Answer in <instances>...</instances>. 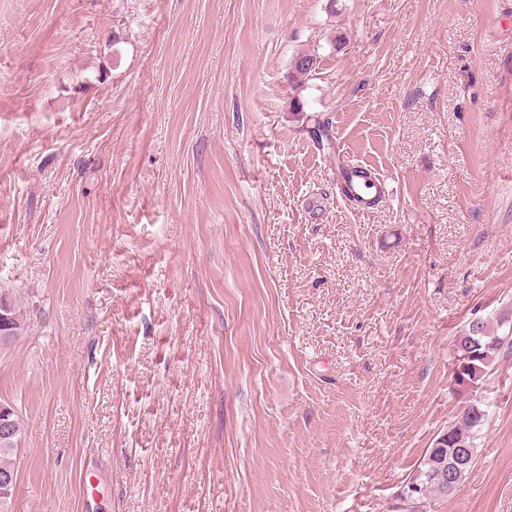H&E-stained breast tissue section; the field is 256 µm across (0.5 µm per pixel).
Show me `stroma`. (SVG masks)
<instances>
[{
	"mask_svg": "<svg viewBox=\"0 0 512 512\" xmlns=\"http://www.w3.org/2000/svg\"><path fill=\"white\" fill-rule=\"evenodd\" d=\"M0 291L13 512H391L512 311V0H0ZM479 395L433 512H512ZM478 324L479 319L473 320L471 322V332L457 336L454 344L456 345L454 346L455 352L458 350L463 352V355L469 356L471 353L470 350L475 346L480 345L478 336L472 335L476 334V332H472V329H476ZM482 329L484 334L482 337L481 345L478 347L479 354L467 361V363H469V368L471 369L469 374L472 385L479 384V382L487 374V370L492 366L496 357L505 346L512 349V339L502 348L504 341L508 336H505V334L499 335L498 333L495 334L494 332H490L487 327V323L484 321H482ZM479 368L485 369L486 372L484 374H480Z\"/></svg>",
	"mask_w": 512,
	"mask_h": 512,
	"instance_id": "stroma-1",
	"label": "stroma"
}]
</instances>
